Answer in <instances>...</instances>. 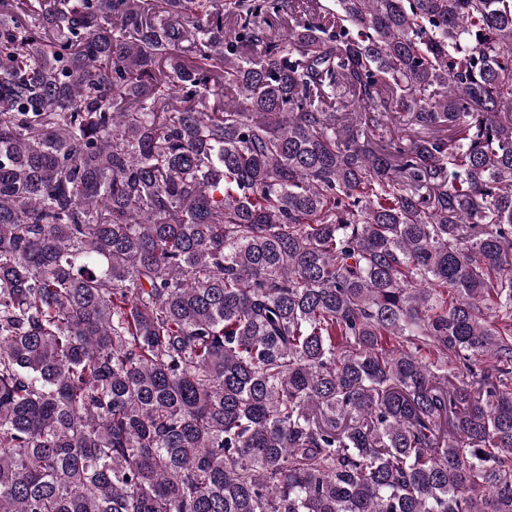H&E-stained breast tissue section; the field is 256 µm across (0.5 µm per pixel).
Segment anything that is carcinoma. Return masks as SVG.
I'll use <instances>...</instances> for the list:
<instances>
[{
	"mask_svg": "<svg viewBox=\"0 0 512 512\" xmlns=\"http://www.w3.org/2000/svg\"><path fill=\"white\" fill-rule=\"evenodd\" d=\"M328 14L0 0V512H512V0Z\"/></svg>",
	"mask_w": 512,
	"mask_h": 512,
	"instance_id": "cac0c4a2",
	"label": "carcinoma"
}]
</instances>
